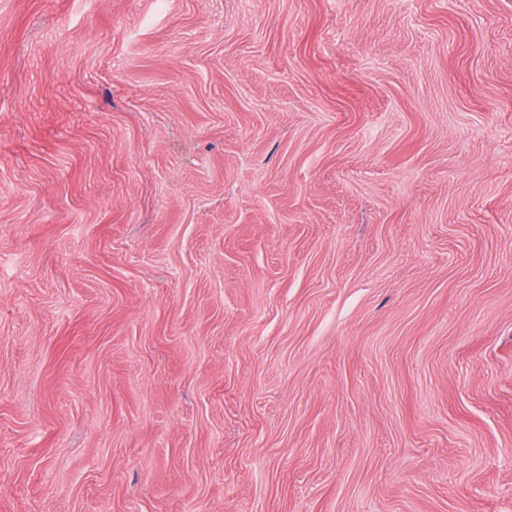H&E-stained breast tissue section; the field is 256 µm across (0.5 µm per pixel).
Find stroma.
<instances>
[{"label":"stroma","mask_w":512,"mask_h":512,"mask_svg":"<svg viewBox=\"0 0 512 512\" xmlns=\"http://www.w3.org/2000/svg\"><path fill=\"white\" fill-rule=\"evenodd\" d=\"M0 512H512V0H0Z\"/></svg>","instance_id":"1"}]
</instances>
